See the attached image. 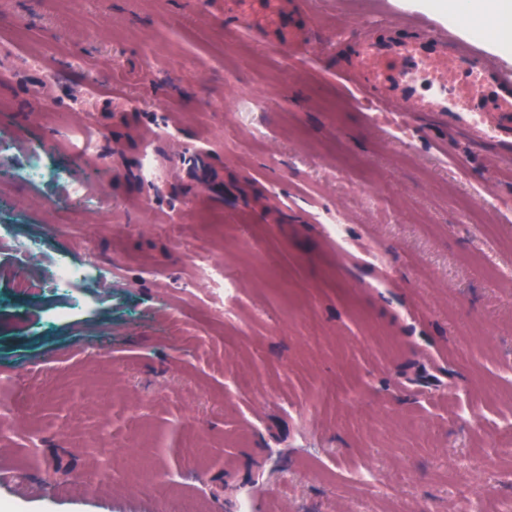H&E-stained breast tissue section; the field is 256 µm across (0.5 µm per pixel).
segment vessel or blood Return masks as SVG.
Here are the masks:
<instances>
[{
    "label": "vessel or blood",
    "instance_id": "1",
    "mask_svg": "<svg viewBox=\"0 0 512 512\" xmlns=\"http://www.w3.org/2000/svg\"><path fill=\"white\" fill-rule=\"evenodd\" d=\"M387 116L413 112L512 162V68L425 15L403 12L382 34L365 29L348 74Z\"/></svg>",
    "mask_w": 512,
    "mask_h": 512
}]
</instances>
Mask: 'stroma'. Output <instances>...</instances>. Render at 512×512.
<instances>
[{
  "label": "stroma",
  "instance_id": "1",
  "mask_svg": "<svg viewBox=\"0 0 512 512\" xmlns=\"http://www.w3.org/2000/svg\"><path fill=\"white\" fill-rule=\"evenodd\" d=\"M403 5L290 0L288 41L266 0H0V168L68 116L106 136L50 156L82 199L0 179L44 248L0 240V512L512 502V177L342 79L337 36ZM89 251L94 283L45 289Z\"/></svg>",
  "mask_w": 512,
  "mask_h": 512
}]
</instances>
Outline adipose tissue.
Here are the masks:
<instances>
[{"mask_svg": "<svg viewBox=\"0 0 512 512\" xmlns=\"http://www.w3.org/2000/svg\"><path fill=\"white\" fill-rule=\"evenodd\" d=\"M425 5L466 34H476L480 26H488L492 52L512 58V0H425Z\"/></svg>", "mask_w": 512, "mask_h": 512, "instance_id": "obj_1", "label": "adipose tissue"}]
</instances>
